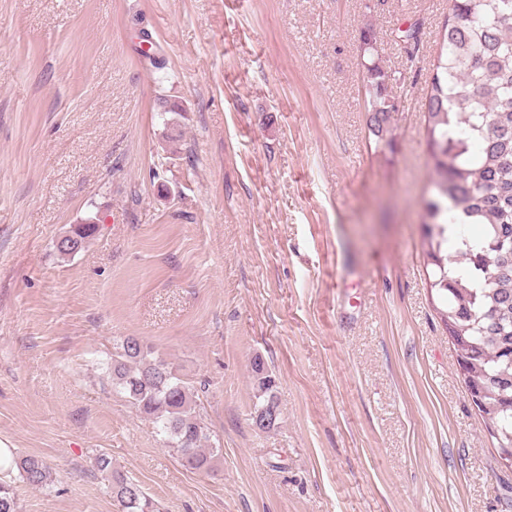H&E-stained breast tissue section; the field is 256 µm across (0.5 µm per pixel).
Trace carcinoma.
Wrapping results in <instances>:
<instances>
[{"label": "carcinoma", "instance_id": "carcinoma-1", "mask_svg": "<svg viewBox=\"0 0 512 512\" xmlns=\"http://www.w3.org/2000/svg\"><path fill=\"white\" fill-rule=\"evenodd\" d=\"M440 30L437 62L424 103L431 147L432 197L424 205V247L431 266L444 331L456 338L462 376L491 436L512 446V0H449ZM361 49L366 68L369 132L376 142L394 139L390 95L393 76L374 58L376 37L365 30ZM402 49L411 61L421 51L418 24L402 31ZM456 225L454 239L448 225ZM75 224L62 255L77 253L96 232ZM112 385L128 394L152 418L171 448L193 469H207L214 449L193 407L192 388L169 364L135 337L124 339L110 362ZM258 397L253 421L280 409L274 380L261 358L252 361ZM22 482L44 487L52 467L39 456L12 461ZM118 512H159L140 486L113 477ZM0 512H18L15 481L0 477Z\"/></svg>", "mask_w": 512, "mask_h": 512}]
</instances>
